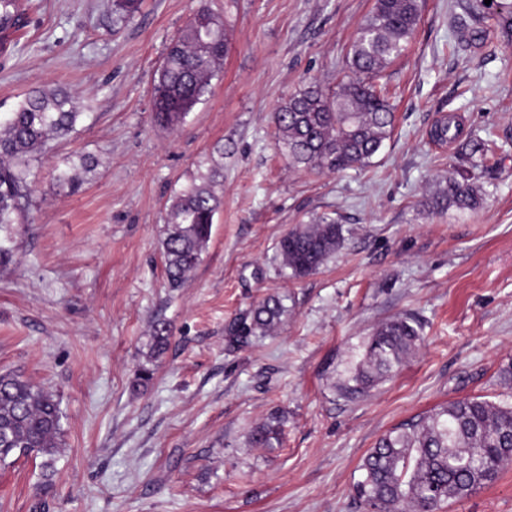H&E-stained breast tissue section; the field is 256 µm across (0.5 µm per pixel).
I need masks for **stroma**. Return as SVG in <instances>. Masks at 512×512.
I'll list each match as a JSON object with an SVG mask.
<instances>
[{"label": "stroma", "instance_id": "stroma-1", "mask_svg": "<svg viewBox=\"0 0 512 512\" xmlns=\"http://www.w3.org/2000/svg\"><path fill=\"white\" fill-rule=\"evenodd\" d=\"M465 0H421L406 53L387 69L396 122L370 166L298 170L274 113L313 82L347 79V56L374 0H28L0 53V113L32 88L61 86L81 116L30 161L18 246L0 268V371L60 402V452L0 468V512H363L354 486L377 440L435 406L512 403V45L458 43ZM221 18L228 51L208 93L176 127L154 119L167 47L200 7ZM486 139L483 203L429 213L456 145L446 118ZM93 161L80 188L57 169ZM220 166L223 206L183 288H169L167 207ZM339 218L341 247L297 278L280 239ZM288 312L274 332L230 343L263 298ZM408 316L422 340L362 398L336 385L377 325ZM168 349L151 356L156 323ZM152 381L131 384L140 366ZM278 418L280 442L252 443ZM443 512H512V466Z\"/></svg>", "mask_w": 512, "mask_h": 512}]
</instances>
